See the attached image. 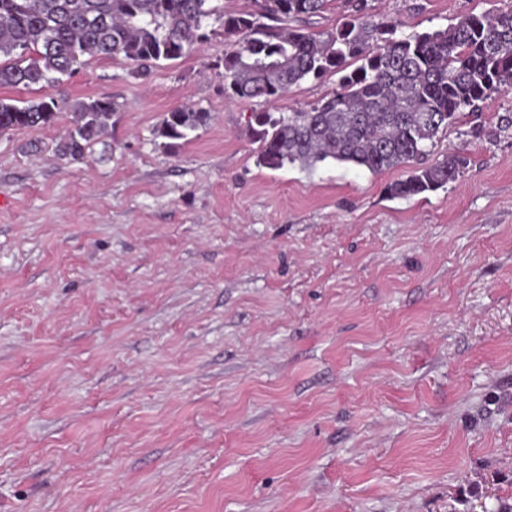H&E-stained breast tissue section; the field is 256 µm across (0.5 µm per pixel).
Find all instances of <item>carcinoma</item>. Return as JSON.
I'll return each mask as SVG.
<instances>
[{"mask_svg": "<svg viewBox=\"0 0 512 512\" xmlns=\"http://www.w3.org/2000/svg\"><path fill=\"white\" fill-rule=\"evenodd\" d=\"M210 0H0V86L53 85L82 58L122 56L142 65L177 60L206 38ZM328 0H252L222 16L224 96L271 103L328 72L339 89L321 104L274 116L253 113L259 163L270 169L334 161L372 174L404 167L393 197L435 191L470 166L464 152L427 163L439 135L479 104L512 91V11L467 14L456 23L396 36L394 25L356 5L331 32L288 25L319 14ZM355 68H350L351 64ZM73 128L60 151L79 160L106 129L112 101L0 99V131L49 125L62 109ZM206 112L175 108L161 136L186 139Z\"/></svg>", "mask_w": 512, "mask_h": 512, "instance_id": "obj_1", "label": "carcinoma"}]
</instances>
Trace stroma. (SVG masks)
I'll list each match as a JSON object with an SVG mask.
<instances>
[{"label":"stroma","mask_w":512,"mask_h":512,"mask_svg":"<svg viewBox=\"0 0 512 512\" xmlns=\"http://www.w3.org/2000/svg\"><path fill=\"white\" fill-rule=\"evenodd\" d=\"M403 33L512 0H365ZM181 59L92 58L1 99H108L0 132V512H464L512 498V92L449 127L471 165L394 198L403 168L258 162L226 101L220 21ZM208 113L188 139L167 112ZM13 100L0 99V131L18 127L49 125L54 122L58 112L66 108L72 112L73 128L61 144L63 155L79 160L85 149L106 129L112 117V102L104 99H89L73 103H61L54 98L24 102L22 106Z\"/></svg>","instance_id":"obj_1"}]
</instances>
